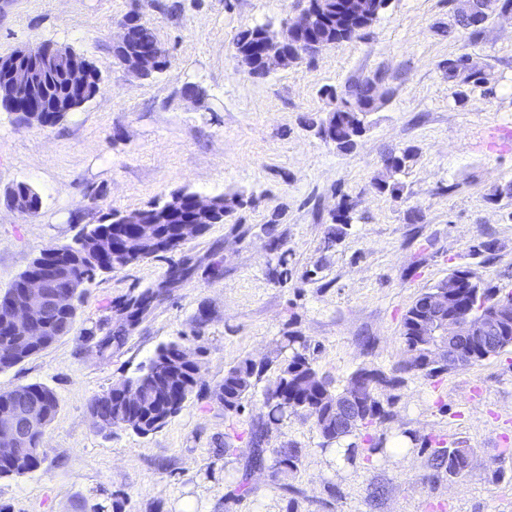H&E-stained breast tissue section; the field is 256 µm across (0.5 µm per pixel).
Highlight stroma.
<instances>
[{
	"mask_svg": "<svg viewBox=\"0 0 512 512\" xmlns=\"http://www.w3.org/2000/svg\"><path fill=\"white\" fill-rule=\"evenodd\" d=\"M306 5L0 0V57L50 41L84 54L104 78L100 93L49 128L18 127L0 110V292L42 250L73 243L111 212L182 189L244 199L165 257L97 275L71 332L0 372V391L41 383L59 400L39 468L0 479V512H113L118 500L122 512H512V351L433 378L402 373L390 419L351 436L358 455L343 468L313 421L271 427L266 448L301 450L287 491L268 469H250L265 381L235 411L211 396L231 365L264 358L290 333L308 341L315 368L335 385L364 365L391 369L403 357L405 311L453 270L512 290V198L487 200L512 181V7L472 31L455 29L456 0H388L351 40L250 76L236 58L239 31L280 30ZM131 15L154 28L167 54L166 69L148 79L113 54L112 37ZM462 54L486 85L449 81L446 66ZM366 79L388 95L343 153L315 124L348 84ZM190 84L201 98H184ZM407 148L402 192H379L374 177ZM20 182L42 199L35 217L6 203ZM345 198L352 221L339 239L332 216ZM487 241L495 251H481ZM173 263L190 275L120 348L100 352L117 325L115 304L158 287ZM172 341L203 363L179 414L148 435L96 428L91 399ZM398 432L411 438L406 453L368 454L369 436ZM459 444L478 460L452 481L432 456Z\"/></svg>",
	"mask_w": 512,
	"mask_h": 512,
	"instance_id": "stroma-1",
	"label": "stroma"
}]
</instances>
